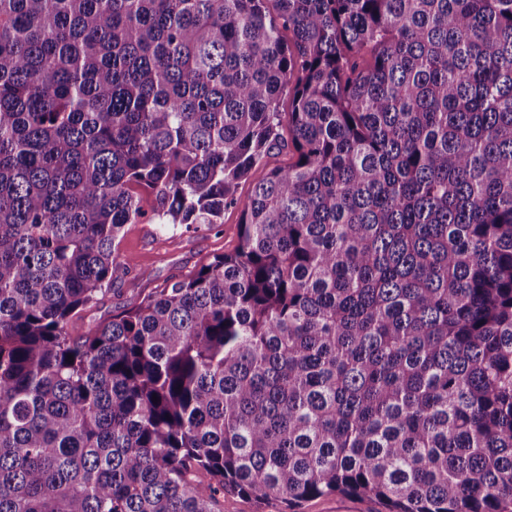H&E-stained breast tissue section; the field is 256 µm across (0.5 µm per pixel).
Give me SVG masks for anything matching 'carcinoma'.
<instances>
[{
    "mask_svg": "<svg viewBox=\"0 0 512 512\" xmlns=\"http://www.w3.org/2000/svg\"><path fill=\"white\" fill-rule=\"evenodd\" d=\"M140 189L239 245L73 336ZM226 494L512 512V0H0V512ZM292 161L288 147H279L270 150L247 177L242 179L237 187L236 195L240 199H246L252 192L254 185L263 179L267 173L276 168L288 166Z\"/></svg>",
    "mask_w": 512,
    "mask_h": 512,
    "instance_id": "1",
    "label": "carcinoma"
}]
</instances>
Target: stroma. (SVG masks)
Instances as JSON below:
<instances>
[{"instance_id":"obj_1","label":"stroma","mask_w":512,"mask_h":512,"mask_svg":"<svg viewBox=\"0 0 512 512\" xmlns=\"http://www.w3.org/2000/svg\"><path fill=\"white\" fill-rule=\"evenodd\" d=\"M240 219L239 208L230 206L224 210L223 224L212 230L165 226L146 217L125 225L118 252L128 259L130 269L99 295L85 319L71 325V334H85L94 322L111 320L150 292L189 278L214 257L234 252Z\"/></svg>"}]
</instances>
